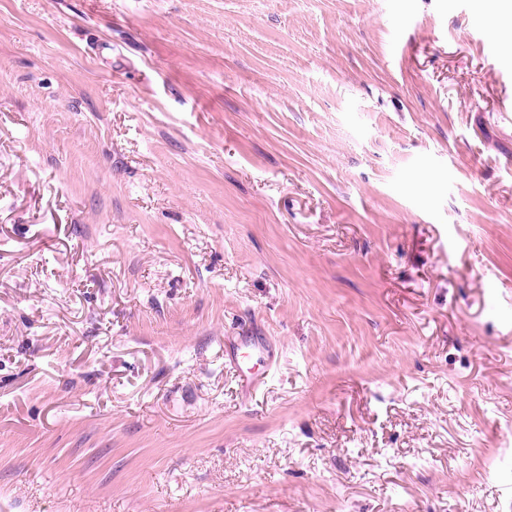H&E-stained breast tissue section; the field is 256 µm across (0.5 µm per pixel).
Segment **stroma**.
Instances as JSON below:
<instances>
[{
  "label": "stroma",
  "mask_w": 512,
  "mask_h": 512,
  "mask_svg": "<svg viewBox=\"0 0 512 512\" xmlns=\"http://www.w3.org/2000/svg\"><path fill=\"white\" fill-rule=\"evenodd\" d=\"M0 512H512L484 0H0ZM227 340L230 344L229 350H226L228 363L238 371L241 389L246 393L256 390L261 381L252 373L249 365L253 357L259 355L262 358L267 354L266 341L260 336H239L233 341L225 337V342Z\"/></svg>",
  "instance_id": "obj_1"
}]
</instances>
